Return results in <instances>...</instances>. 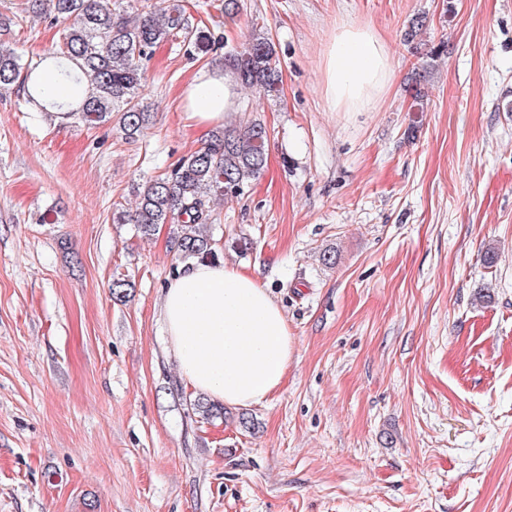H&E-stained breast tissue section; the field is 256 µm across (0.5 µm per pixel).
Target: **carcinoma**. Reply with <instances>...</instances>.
Instances as JSON below:
<instances>
[{
    "label": "carcinoma",
    "mask_w": 512,
    "mask_h": 512,
    "mask_svg": "<svg viewBox=\"0 0 512 512\" xmlns=\"http://www.w3.org/2000/svg\"><path fill=\"white\" fill-rule=\"evenodd\" d=\"M48 2L63 28L57 49L27 59L0 40V89L22 88L35 112H67L96 126L118 113V126L127 140L138 137L150 120L140 91L141 63L162 42L181 40L206 55L223 48L222 39L189 25L180 0H27L34 10ZM224 66L245 88L278 91L281 69L270 38L252 36L240 47L224 52ZM65 86L67 101L48 99L47 74ZM266 127L257 119L211 131L202 146L182 158L170 172L137 188L132 213L113 211L117 223L131 221L145 236L160 224H176L172 239L182 262L211 261L217 253L206 228L211 201L238 197L266 165ZM192 414L206 420L224 418V407L203 397L189 402Z\"/></svg>",
    "instance_id": "carcinoma-1"
}]
</instances>
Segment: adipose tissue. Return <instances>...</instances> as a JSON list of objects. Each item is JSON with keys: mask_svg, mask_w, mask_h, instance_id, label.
<instances>
[{"mask_svg": "<svg viewBox=\"0 0 512 512\" xmlns=\"http://www.w3.org/2000/svg\"><path fill=\"white\" fill-rule=\"evenodd\" d=\"M391 78L386 41L369 28L339 27L324 58L323 92L336 112H354ZM226 72L203 69L183 88L195 126L221 124L238 100ZM162 319L182 379L228 406L259 404L283 384L295 338L259 278L221 262L189 263L164 290Z\"/></svg>", "mask_w": 512, "mask_h": 512, "instance_id": "ef3b65f1", "label": "adipose tissue"}]
</instances>
